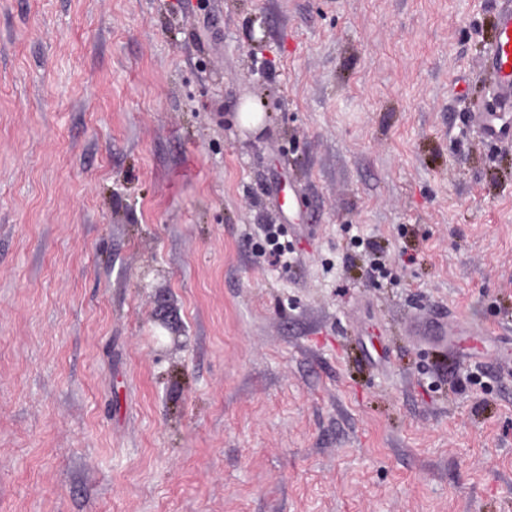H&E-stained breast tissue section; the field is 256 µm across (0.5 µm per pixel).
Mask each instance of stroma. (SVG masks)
<instances>
[{"mask_svg": "<svg viewBox=\"0 0 512 512\" xmlns=\"http://www.w3.org/2000/svg\"><path fill=\"white\" fill-rule=\"evenodd\" d=\"M508 7L0 0V512H512ZM484 67L501 110L512 111V9L498 17L496 36L485 55ZM472 111L475 124L487 138H512V124L504 121L501 112H484L478 106Z\"/></svg>", "mask_w": 512, "mask_h": 512, "instance_id": "35a3bbf8", "label": "stroma"}]
</instances>
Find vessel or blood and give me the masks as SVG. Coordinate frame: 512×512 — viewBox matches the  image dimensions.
I'll use <instances>...</instances> for the list:
<instances>
[{"mask_svg": "<svg viewBox=\"0 0 512 512\" xmlns=\"http://www.w3.org/2000/svg\"><path fill=\"white\" fill-rule=\"evenodd\" d=\"M484 67L492 80L499 111L474 109V122L491 139H511L512 124L504 121L503 111L512 110V9L500 13L497 32L485 55Z\"/></svg>", "mask_w": 512, "mask_h": 512, "instance_id": "vessel-or-blood-1", "label": "vessel or blood"}]
</instances>
